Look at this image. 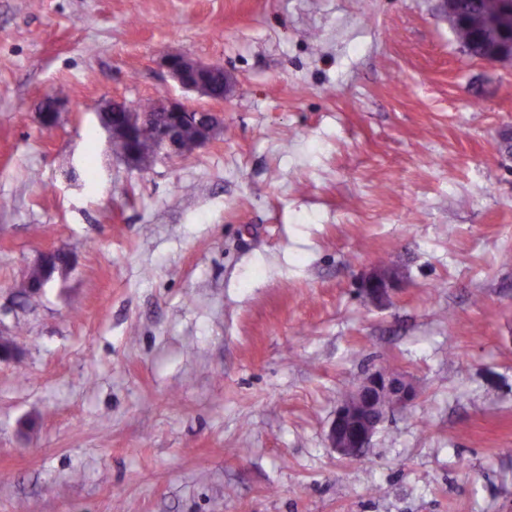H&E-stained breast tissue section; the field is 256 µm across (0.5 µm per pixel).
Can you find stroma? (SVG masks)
Instances as JSON below:
<instances>
[{
  "instance_id": "obj_1",
  "label": "stroma",
  "mask_w": 512,
  "mask_h": 512,
  "mask_svg": "<svg viewBox=\"0 0 512 512\" xmlns=\"http://www.w3.org/2000/svg\"><path fill=\"white\" fill-rule=\"evenodd\" d=\"M170 52L223 66L224 133L134 170L98 114L180 96ZM508 137L441 0H0V512H512ZM385 367L418 399L341 459ZM62 253L66 254L68 264H70V260L72 259L71 252L68 247H65L62 244L52 245L49 248L45 249L41 253L40 259L37 264L41 265L45 269L46 277H45V279H43L39 282L30 284L28 286L29 292H34V291L39 292L42 290V288L45 287V285L47 284V280L49 279V277L51 276V274L54 270V266L57 262V257H58V255H60ZM397 279L398 274L393 268L377 264L363 279L361 292L372 303L381 304L389 298ZM417 398L413 383L399 372L386 369L369 373L355 391L353 404H341L331 421L327 432L329 447L338 456L348 459L352 448H359L357 457L360 459L370 444L379 427L391 410L409 408ZM377 403H385L380 407L379 420L371 419V412Z\"/></svg>"
}]
</instances>
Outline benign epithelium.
<instances>
[{"instance_id": "1", "label": "benign epithelium", "mask_w": 512, "mask_h": 512, "mask_svg": "<svg viewBox=\"0 0 512 512\" xmlns=\"http://www.w3.org/2000/svg\"><path fill=\"white\" fill-rule=\"evenodd\" d=\"M448 24L462 23L476 31L495 36H509L506 47H495L483 58L488 65L512 62V0H500V8L493 15L480 13L460 18L456 14L455 0H444ZM164 66L172 79L184 90L198 93L207 103H190L174 97H163L155 103L164 120L157 122L149 115L132 111L127 104L114 101L106 111L99 113L100 124L112 140H125L131 148L122 159L133 168L150 156L178 158L185 154L180 133L187 124L199 130L195 148L209 145L223 130V113L213 105L224 102V97L213 92L212 77L224 70L219 64L201 62L189 55L176 53L167 56ZM71 257L69 248L62 244L45 249L38 261L46 276H51L60 254ZM398 279L397 272L377 264L363 279L361 292L371 302H385ZM417 398L413 383L399 372L386 369L369 373L355 391L352 404L336 409L327 432L329 447L343 459L354 448H368L374 435L392 410L409 408Z\"/></svg>"}]
</instances>
